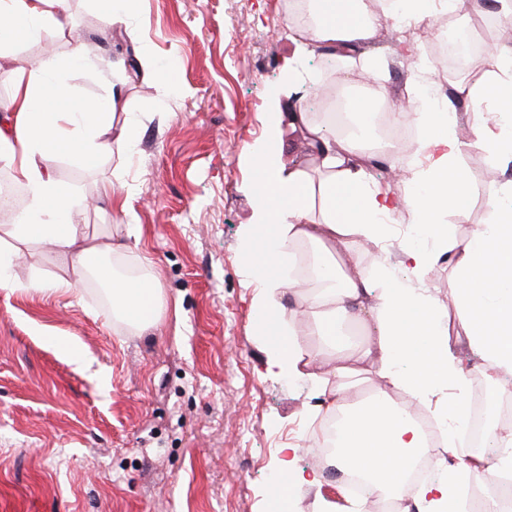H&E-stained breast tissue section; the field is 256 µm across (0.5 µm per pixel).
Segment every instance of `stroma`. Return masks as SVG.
Returning <instances> with one entry per match:
<instances>
[{"label":"stroma","mask_w":512,"mask_h":512,"mask_svg":"<svg viewBox=\"0 0 512 512\" xmlns=\"http://www.w3.org/2000/svg\"><path fill=\"white\" fill-rule=\"evenodd\" d=\"M493 2L484 0L490 36L467 74L439 69L425 46L394 56L387 27L364 47L386 63L373 85L410 109L409 86L423 81L470 111L461 88L512 41V23L499 22ZM285 3L138 0L110 28L109 0H68L63 28L31 42L0 35V109L13 80L47 58L61 63L77 101L121 89L110 136L136 116L137 150L83 163L63 152L56 176L83 196L122 173L111 207L89 208L82 220L132 248L126 267L154 277L163 304L156 325L135 331L114 317L98 277L75 293L26 288L35 271L52 277L67 267L27 245L14 269L21 288H0V512H269L279 449L298 445V466L320 465L306 419L322 397L264 375L243 229L271 114L301 104L317 119L322 83L346 98L363 90L361 77L327 67L322 48L302 59L306 83L289 89L284 62L295 44ZM83 44L98 51L95 68L70 66ZM144 55L154 68L129 67V57ZM170 72L179 87L164 95L158 88ZM462 162L470 194L446 221L465 237L490 222L488 197L512 185V164L476 149Z\"/></svg>","instance_id":"obj_1"}]
</instances>
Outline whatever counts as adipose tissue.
<instances>
[{
  "label": "adipose tissue",
  "instance_id": "adipose-tissue-1",
  "mask_svg": "<svg viewBox=\"0 0 512 512\" xmlns=\"http://www.w3.org/2000/svg\"><path fill=\"white\" fill-rule=\"evenodd\" d=\"M393 12L416 21L438 23L442 13L463 10L466 0H385ZM64 0H0V29L20 32L29 40L62 27ZM317 18L312 26L294 30L300 53L322 44L342 47V64L349 71H365L361 48L381 25L379 13L366 0H309ZM298 57L285 63L291 84L304 83ZM481 104L472 116V148L493 152L512 162V45L496 49L483 82L468 90ZM58 78L54 60H43L27 78L16 79L12 111L0 124V164L11 172L15 185L26 192V204L13 223L0 225V288L14 287L12 269L22 246L30 239L47 243L68 259L71 274L33 281V288L55 292L78 290L96 258L116 255L112 243L88 232L81 218L87 207L57 180L59 150L79 160L99 156L110 146L115 98L108 97L65 111L52 100L70 99ZM413 121L424 137L414 152L420 162L411 171L414 190L395 195L374 180L359 162L365 138L356 133L330 138L310 121L304 110L290 113L291 125L304 128L316 165L313 169H285L281 160V128L272 123L268 142L256 170L264 182L258 190L256 219L245 228V241L254 288L253 309L265 341L268 377L309 381L325 396L329 413L339 414L334 464L341 473H362L374 493L401 500L411 463L426 455L428 439L416 420L397 404V392L434 407L443 418L463 422L471 358H478L488 377L512 378V189L490 199L494 220L469 236L453 235L443 217L461 207L469 194L468 175L461 165L463 142L451 131L446 115L454 100L438 105L424 87H416ZM136 140L135 131L118 140L124 151ZM413 216V233L400 246L398 264H391L388 248L394 238L390 222L402 211ZM323 256L327 269L314 293L302 297L299 308L286 304L298 280L284 272L296 265L298 244ZM379 248L376 272H369L361 253L365 245ZM448 260L455 279L454 298L463 312L461 326L469 351L461 353L448 339L447 316L436 298L419 282L440 260ZM410 272V281L396 278L395 267ZM99 275L111 284L113 310L131 327L143 330L158 317L159 289L150 280L135 283ZM309 332H296L298 320ZM364 328L366 345L344 354L355 328ZM318 337L336 354L328 368L312 371L305 359L307 336ZM370 371L382 383L364 392L354 378ZM296 446L280 449L276 458L279 483L269 494L293 508L292 486H322V472L297 464ZM438 475L421 484L414 506L400 512H457L452 488L485 474L497 478L505 461H512V442L498 447L495 459H465L448 446Z\"/></svg>",
  "mask_w": 512,
  "mask_h": 512
}]
</instances>
